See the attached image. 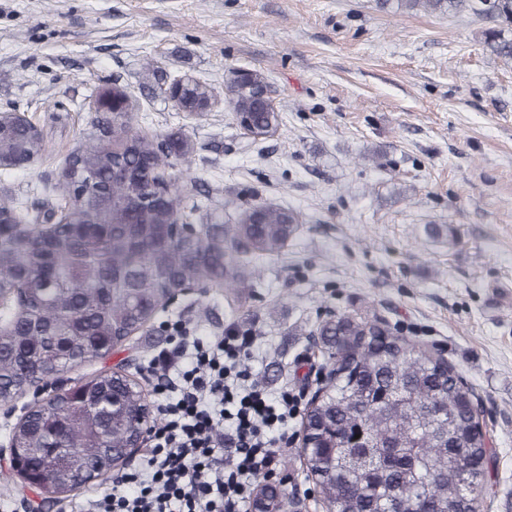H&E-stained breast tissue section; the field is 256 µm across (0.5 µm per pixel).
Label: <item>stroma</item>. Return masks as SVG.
<instances>
[{
  "instance_id": "35a3bbf8",
  "label": "stroma",
  "mask_w": 512,
  "mask_h": 512,
  "mask_svg": "<svg viewBox=\"0 0 512 512\" xmlns=\"http://www.w3.org/2000/svg\"><path fill=\"white\" fill-rule=\"evenodd\" d=\"M484 28L395 0H0V110L49 143L28 168L0 169V205L34 216L55 204L58 172L91 129L90 94L118 84L134 127L193 140L171 178L222 215L225 246L255 206L300 219L279 255L249 259L259 287L244 306L227 286L187 297L69 381L122 361L147 376L164 322L181 319L205 336L253 332L252 372L303 403L324 369L320 323L375 316L473 386L493 450L481 510L512 512V65L486 50ZM239 68L261 71L283 110L274 138L248 136L225 107ZM185 75L215 87L208 112L162 96L159 80ZM288 434L273 475L294 512H321L298 421Z\"/></svg>"
}]
</instances>
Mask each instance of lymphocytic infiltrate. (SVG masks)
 <instances>
[{"instance_id": "f902f5d3", "label": "lymphocytic infiltrate", "mask_w": 512, "mask_h": 512, "mask_svg": "<svg viewBox=\"0 0 512 512\" xmlns=\"http://www.w3.org/2000/svg\"><path fill=\"white\" fill-rule=\"evenodd\" d=\"M170 329L150 361L161 414L153 443L82 512H241L289 443L298 400L254 377L255 336H201L179 320Z\"/></svg>"}]
</instances>
